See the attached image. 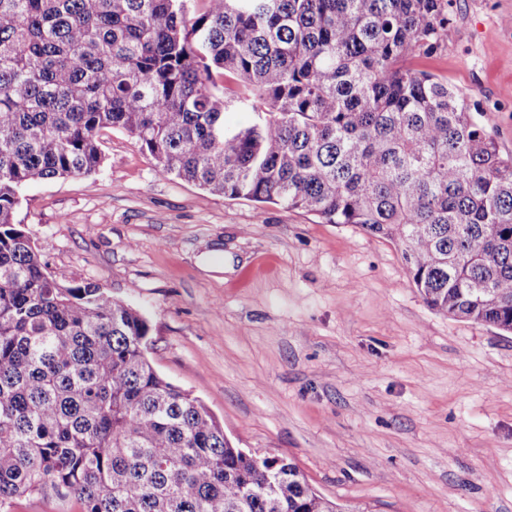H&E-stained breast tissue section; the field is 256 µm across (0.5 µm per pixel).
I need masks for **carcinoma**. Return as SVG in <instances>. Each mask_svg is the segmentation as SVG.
<instances>
[{"mask_svg": "<svg viewBox=\"0 0 512 512\" xmlns=\"http://www.w3.org/2000/svg\"><path fill=\"white\" fill-rule=\"evenodd\" d=\"M192 2L0 0V505L340 512L287 458L233 446L153 367L147 319L49 272L14 222L30 182L99 170L104 131L162 176L356 224L431 309L512 326V154L410 67L448 0ZM81 512L80 505L71 501L64 506L53 495L45 498H16L10 505H5L0 512Z\"/></svg>", "mask_w": 512, "mask_h": 512, "instance_id": "carcinoma-1", "label": "carcinoma"}]
</instances>
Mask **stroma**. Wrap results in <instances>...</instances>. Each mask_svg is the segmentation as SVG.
<instances>
[{"label":"stroma","instance_id":"1","mask_svg":"<svg viewBox=\"0 0 512 512\" xmlns=\"http://www.w3.org/2000/svg\"><path fill=\"white\" fill-rule=\"evenodd\" d=\"M414 68L512 153V0H448ZM89 177L15 213L49 270L139 310L149 358L239 448L352 512H512V334L431 310L398 248L354 224L213 195L101 136Z\"/></svg>","mask_w":512,"mask_h":512}]
</instances>
